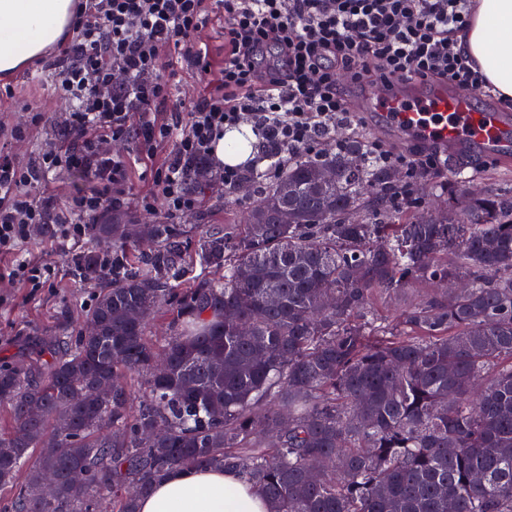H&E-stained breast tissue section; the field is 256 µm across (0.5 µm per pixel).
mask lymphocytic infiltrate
Returning a JSON list of instances; mask_svg holds the SVG:
<instances>
[{"label": "lymphocytic infiltrate", "mask_w": 512, "mask_h": 512, "mask_svg": "<svg viewBox=\"0 0 512 512\" xmlns=\"http://www.w3.org/2000/svg\"><path fill=\"white\" fill-rule=\"evenodd\" d=\"M473 0H79L72 37L41 59L69 104L66 148L48 146L26 165L0 151V255L12 257L9 278L41 287L49 268L20 255L38 224L50 225L59 247L79 246L90 220L135 203L166 217L196 212L187 181L197 164L212 163L225 129L251 126L258 161L277 175L288 160L316 153L336 131L355 132L352 93L367 80L434 79L479 94L491 92L458 35ZM224 11V57L212 58L198 34ZM208 78L196 97L170 100L176 61ZM165 113L162 121L154 113ZM130 138L142 152L165 149L151 172L153 191L129 197L128 162L109 142ZM379 167L405 168L409 179L389 202L413 194V178L442 170L439 149L394 155L366 144ZM77 171L90 183L65 208L36 194L54 175Z\"/></svg>", "instance_id": "1"}]
</instances>
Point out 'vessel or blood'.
I'll use <instances>...</instances> for the list:
<instances>
[{"label": "vessel or blood", "instance_id": "obj_1", "mask_svg": "<svg viewBox=\"0 0 512 512\" xmlns=\"http://www.w3.org/2000/svg\"><path fill=\"white\" fill-rule=\"evenodd\" d=\"M359 99L361 111L374 113L380 129L445 146L475 145L494 156L512 153V137L503 132L497 109L466 91L409 80L364 85Z\"/></svg>", "mask_w": 512, "mask_h": 512}]
</instances>
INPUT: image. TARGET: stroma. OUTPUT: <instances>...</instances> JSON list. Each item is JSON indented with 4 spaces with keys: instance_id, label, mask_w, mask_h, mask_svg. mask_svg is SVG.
Segmentation results:
<instances>
[{
    "instance_id": "1",
    "label": "stroma",
    "mask_w": 512,
    "mask_h": 512,
    "mask_svg": "<svg viewBox=\"0 0 512 512\" xmlns=\"http://www.w3.org/2000/svg\"><path fill=\"white\" fill-rule=\"evenodd\" d=\"M67 104L58 98L49 81H37L17 73L9 82L0 81V130L16 125H31L29 138L22 142L5 141L8 151L18 163H27L39 149L65 143L60 127ZM47 118L45 124L32 126L33 112ZM448 172L479 183L483 190L512 196V159H493L477 150L445 148ZM119 157L131 166L128 190L148 193L151 182L146 169L158 167L164 158L156 152L153 158L141 154L131 140H121ZM196 213L174 219L173 224L183 245H190L189 229L196 224L220 228L242 223L249 208L256 203L248 190H241L237 199L225 201L223 191L206 190L199 194ZM28 259L48 264L53 272L43 288L34 290L22 283L0 278V359L28 358L39 342L78 328L82 315L98 292L96 285L79 280L68 257L55 248L51 240L29 242L24 251Z\"/></svg>"
}]
</instances>
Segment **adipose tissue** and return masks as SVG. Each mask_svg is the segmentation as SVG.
<instances>
[{
    "label": "adipose tissue",
    "mask_w": 512,
    "mask_h": 512,
    "mask_svg": "<svg viewBox=\"0 0 512 512\" xmlns=\"http://www.w3.org/2000/svg\"><path fill=\"white\" fill-rule=\"evenodd\" d=\"M74 0H0V76H11L56 47ZM462 52L501 98H512V0H477L458 36ZM138 512H267L238 472L187 469L169 474L140 498Z\"/></svg>",
    "instance_id": "obj_1"
}]
</instances>
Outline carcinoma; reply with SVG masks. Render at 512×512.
Wrapping results in <instances>:
<instances>
[{
  "mask_svg": "<svg viewBox=\"0 0 512 512\" xmlns=\"http://www.w3.org/2000/svg\"><path fill=\"white\" fill-rule=\"evenodd\" d=\"M244 179L255 220L202 229L188 253L171 224L86 225L84 325L0 365L7 512H138L170 472L214 467L268 512H512V198L448 177L441 222L418 217L423 198L392 208L357 135ZM187 263L224 274L180 288ZM28 465L56 474L54 497L17 482Z\"/></svg>",
  "mask_w": 512,
  "mask_h": 512,
  "instance_id": "cac0c4a2",
  "label": "carcinoma"
}]
</instances>
